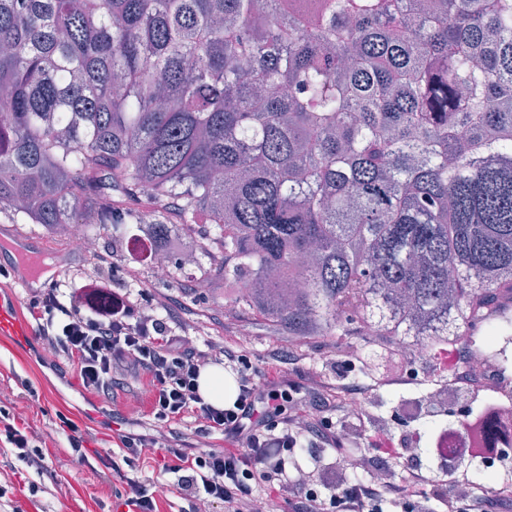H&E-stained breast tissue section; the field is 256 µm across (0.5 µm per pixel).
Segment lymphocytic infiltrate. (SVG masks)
I'll return each mask as SVG.
<instances>
[{
  "label": "lymphocytic infiltrate",
  "instance_id": "lymphocytic-infiltrate-1",
  "mask_svg": "<svg viewBox=\"0 0 512 512\" xmlns=\"http://www.w3.org/2000/svg\"><path fill=\"white\" fill-rule=\"evenodd\" d=\"M95 261L101 275L58 280L32 292L29 309L36 335L45 352L71 364L90 394L108 399L122 389L125 372L147 375L157 431L118 435L120 458L93 455L80 427L61 412L58 426L73 458L88 467L102 463L114 469L123 463L134 470L147 449H164L169 470L177 476V492L192 503L223 505L224 512H258L251 486L255 479L289 491L292 512H384L386 495L396 487L392 470L367 482L354 481L348 475L354 463L343 459L323 475L319 487L289 478V451L337 444L320 396L307 403L308 425L294 429L292 419L282 416L291 395L281 383L261 380L245 355L228 350L215 355L189 345L177 332L173 313L144 316L138 299L147 294L148 283L118 288L107 275L119 268L120 254L103 251ZM212 364L224 365L235 381L232 396L220 407L206 402L199 388L202 371ZM174 422L191 425L202 435H222L225 445L192 450L179 436L165 433V426ZM0 447L35 473L28 491L37 495L42 489L37 478L46 468L43 444L26 420L5 406L0 408Z\"/></svg>",
  "mask_w": 512,
  "mask_h": 512
}]
</instances>
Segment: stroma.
<instances>
[{"instance_id":"obj_1","label":"stroma","mask_w":512,"mask_h":512,"mask_svg":"<svg viewBox=\"0 0 512 512\" xmlns=\"http://www.w3.org/2000/svg\"><path fill=\"white\" fill-rule=\"evenodd\" d=\"M138 275L151 281V300L170 299L183 309L182 332L196 346L219 343L223 348L240 350L259 376L279 375L284 385L300 394L318 388L332 401L329 417L337 431L357 424L383 428L401 449L400 457L391 461L398 484H406L416 468L435 476V483L421 485L432 499L434 512H440V498L450 495L453 484L476 480L475 470L463 464L449 474L437 469L423 450L425 441L433 430L474 418L488 404H507V397H490L464 387L456 396H448L446 388L452 380L447 374L436 373L433 358L412 361L410 351L395 345L373 357L365 352L359 336L347 337L342 348L337 347L332 336H312L300 346H291L287 335L254 326L248 312L225 318L224 308L230 305L233 292L220 280L203 292L152 279L144 267L139 268ZM276 352L287 355L288 363L274 362L272 355ZM20 378L32 382L36 396L22 393L16 384ZM354 385L361 386L366 396L365 411L357 421L350 419L335 400L337 394ZM3 405L14 406L37 437L45 441L60 485L33 497L23 478L14 477V505L0 512H116V494L124 490V483L113 471H94L73 460L67 439L56 429L54 418L59 411L73 418L84 432L88 448L112 447L111 421H121L124 428L136 431L151 427L147 378L129 380L127 388L105 402L84 391L67 362L41 356L34 338L0 335V406ZM149 455L153 462L139 471V480L155 484L163 512H188V501L171 487L173 475L157 465L163 457L162 450L150 449Z\"/></svg>"}]
</instances>
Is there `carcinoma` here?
Listing matches in <instances>:
<instances>
[{"label": "carcinoma", "instance_id": "obj_1", "mask_svg": "<svg viewBox=\"0 0 512 512\" xmlns=\"http://www.w3.org/2000/svg\"><path fill=\"white\" fill-rule=\"evenodd\" d=\"M0 213L200 224L298 343L461 342L512 299V0H0Z\"/></svg>", "mask_w": 512, "mask_h": 512}]
</instances>
